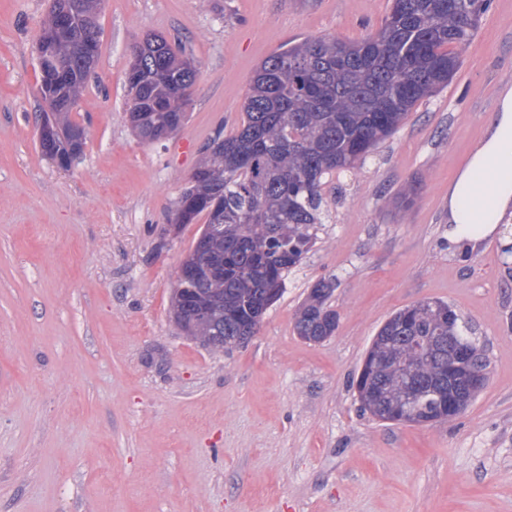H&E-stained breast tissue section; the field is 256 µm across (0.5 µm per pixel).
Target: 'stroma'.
Returning a JSON list of instances; mask_svg holds the SVG:
<instances>
[{"label":"stroma","instance_id":"35a3bbf8","mask_svg":"<svg viewBox=\"0 0 512 512\" xmlns=\"http://www.w3.org/2000/svg\"><path fill=\"white\" fill-rule=\"evenodd\" d=\"M50 5L0 0V512H512V270L497 239L464 259L448 247V183L512 86V0H493L446 88L324 179L314 245L256 335L221 352L172 318L204 225L165 235L179 197L265 58L361 40L391 0H105L66 170L37 144ZM149 32L198 69L182 127L155 142L126 114ZM324 278L339 323L308 343L294 321ZM431 300L460 315L488 381L452 420L379 421L352 380L381 325Z\"/></svg>","mask_w":512,"mask_h":512}]
</instances>
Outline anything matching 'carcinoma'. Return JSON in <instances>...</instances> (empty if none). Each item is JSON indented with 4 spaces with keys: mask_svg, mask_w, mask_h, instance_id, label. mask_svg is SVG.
Masks as SVG:
<instances>
[{
    "mask_svg": "<svg viewBox=\"0 0 512 512\" xmlns=\"http://www.w3.org/2000/svg\"><path fill=\"white\" fill-rule=\"evenodd\" d=\"M492 0H392L378 31L357 42L320 36L285 45L262 61L250 80L241 128L214 137L178 201V224L206 217L201 235L224 259L214 285L199 269L193 287L209 301L223 289L224 342L253 335L257 317L283 292L284 276L314 243L321 223L322 179L356 168L391 136L424 99L448 86L461 66L460 50L474 38ZM49 9L41 33L53 39V62L41 68V114L46 157H79L84 128L70 113L87 76L77 55L84 39L100 43L99 12L56 34ZM138 67L126 71L127 114L135 135L154 142L174 134L189 104L196 66L166 37L149 33L135 47ZM334 283L314 285L295 318L297 336L321 343L333 336L339 315L328 301ZM434 336L464 334L460 316L441 300L395 312L380 327L354 381L361 408L381 421L432 424L452 416L437 382L449 352Z\"/></svg>",
    "mask_w": 512,
    "mask_h": 512,
    "instance_id": "obj_1",
    "label": "carcinoma"
}]
</instances>
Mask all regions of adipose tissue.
I'll list each match as a JSON object with an SVG mask.
<instances>
[{
    "instance_id": "obj_1",
    "label": "adipose tissue",
    "mask_w": 512,
    "mask_h": 512,
    "mask_svg": "<svg viewBox=\"0 0 512 512\" xmlns=\"http://www.w3.org/2000/svg\"><path fill=\"white\" fill-rule=\"evenodd\" d=\"M512 218V89L487 121L484 137L448 185V242L459 250L500 236Z\"/></svg>"
}]
</instances>
